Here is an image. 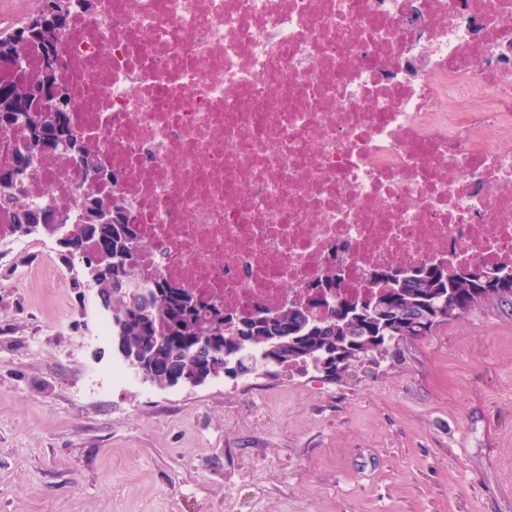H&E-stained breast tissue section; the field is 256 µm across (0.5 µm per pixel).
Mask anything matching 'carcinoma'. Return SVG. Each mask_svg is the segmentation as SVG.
<instances>
[{
    "instance_id": "cac0c4a2",
    "label": "carcinoma",
    "mask_w": 512,
    "mask_h": 512,
    "mask_svg": "<svg viewBox=\"0 0 512 512\" xmlns=\"http://www.w3.org/2000/svg\"><path fill=\"white\" fill-rule=\"evenodd\" d=\"M48 6L49 0H35L32 12L10 32L0 33V44L13 41L25 31L33 13ZM26 47L40 49L43 61H48V47L41 33L12 46L19 55L21 76L0 79V131L21 127L27 132L35 124L34 116L42 111L33 86L35 79L28 76L22 57ZM44 129L45 136L65 149L87 154L71 134L67 113H59ZM35 175L15 163L0 171L1 179L13 182L12 189L0 191V201L13 207L18 232L24 223H44L45 209L24 204L20 197L26 181ZM114 183V178L98 175L85 184L80 223L69 225L72 244L65 248V257L85 262L89 268L97 265L105 269L112 279V336L121 335L142 353L154 355V370L161 380L189 361L202 360L213 366L222 362L226 369L236 364L248 373L267 366L270 358L281 369L312 370L333 380L337 372L331 371L330 365L336 361V353L349 351L364 339L369 343L368 358L382 357L394 340L415 331L421 318L444 307H454L457 318L490 297L512 304V272L485 267L484 276L468 279L462 275L465 267L446 262L379 269L371 276L370 289L355 297L339 294L336 276L329 273L317 281L322 293L333 294L331 306L321 317L309 312L315 301L308 288L300 301L282 307L276 318L264 316L268 309L263 307L245 313L226 312L161 280L138 290L132 281L142 253L124 260L129 239L138 237V232L128 224L124 206L110 191ZM389 305L393 309H387ZM203 336L217 337L214 350L224 353V360H210L206 352L189 356L190 348Z\"/></svg>"
}]
</instances>
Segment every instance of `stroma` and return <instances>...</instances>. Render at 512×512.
I'll return each mask as SVG.
<instances>
[{
	"label": "stroma",
	"mask_w": 512,
	"mask_h": 512,
	"mask_svg": "<svg viewBox=\"0 0 512 512\" xmlns=\"http://www.w3.org/2000/svg\"><path fill=\"white\" fill-rule=\"evenodd\" d=\"M103 316L53 239L0 248V512H512L510 304L335 383L168 389L113 385Z\"/></svg>",
	"instance_id": "1"
}]
</instances>
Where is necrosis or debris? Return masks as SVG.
<instances>
[{
	"label": "necrosis or debris",
	"mask_w": 512,
	"mask_h": 512,
	"mask_svg": "<svg viewBox=\"0 0 512 512\" xmlns=\"http://www.w3.org/2000/svg\"><path fill=\"white\" fill-rule=\"evenodd\" d=\"M70 124L161 279L278 309L435 259L512 270V0H97ZM25 194L80 217L65 154Z\"/></svg>",
	"instance_id": "1"
}]
</instances>
